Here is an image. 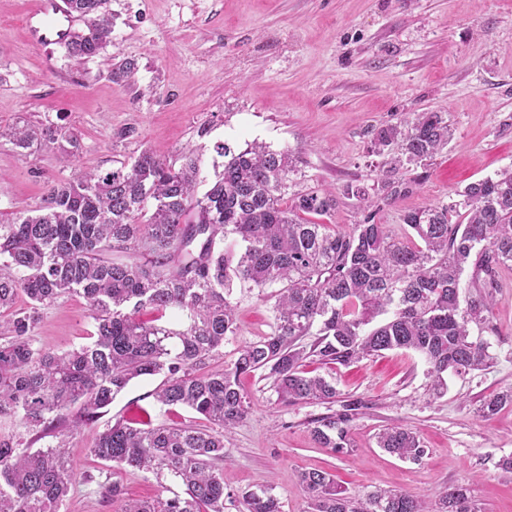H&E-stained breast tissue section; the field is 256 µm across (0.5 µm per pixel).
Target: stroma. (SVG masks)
Masks as SVG:
<instances>
[{
    "label": "stroma",
    "mask_w": 512,
    "mask_h": 512,
    "mask_svg": "<svg viewBox=\"0 0 512 512\" xmlns=\"http://www.w3.org/2000/svg\"><path fill=\"white\" fill-rule=\"evenodd\" d=\"M44 0H0V127L26 123L67 126L79 138V158L60 143L24 157L0 141V224L40 205L49 182L79 168L106 170L133 161L141 150L180 164L194 153L214 180L225 143L257 141L294 158L289 193L330 189L336 207L314 221L345 232L361 217L344 195L349 184L374 189L388 154L371 151L372 131L404 114L438 112L451 137L413 191L381 203L378 223L406 234L405 213L452 204L458 190L512 165V0H106L112 42L79 61L62 42H46L55 23ZM132 59L127 82L111 77L114 63ZM494 294V330L484 331L494 364L445 378L434 394L424 357L392 350L347 366L309 359L306 371L334 380L332 402L283 404L261 372L240 385L249 412L224 439V512H243L244 492L272 487L282 512H304L302 472L330 473L350 496L375 488L430 498L433 489L470 485L485 512H512V407L485 418V398L512 388V268L501 269ZM236 330L210 359L230 366L240 346L267 336L273 298L235 286ZM94 321L74 295L45 307L33 332L41 349L88 344ZM162 376H144L114 399L107 420L203 426L195 411L155 400ZM363 407L350 427V446L317 443V419L348 400ZM415 432L427 453L404 462L376 444L381 429ZM95 432L69 441L78 483L62 512H120L122 499L184 496L168 474L105 466L89 453ZM119 484L121 499L99 482Z\"/></svg>",
    "instance_id": "1"
}]
</instances>
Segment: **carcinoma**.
Listing matches in <instances>:
<instances>
[{
  "label": "carcinoma",
  "mask_w": 512,
  "mask_h": 512,
  "mask_svg": "<svg viewBox=\"0 0 512 512\" xmlns=\"http://www.w3.org/2000/svg\"><path fill=\"white\" fill-rule=\"evenodd\" d=\"M84 28L63 46L79 60L97 57L112 43L105 0H69ZM448 123L438 112L375 130L373 151L397 148L387 183L390 195L409 191V167L427 162L448 143ZM22 156L34 144L77 138L63 127L0 129ZM224 169L203 194L197 158L176 168L143 150L131 163L82 171L49 185L34 213L19 211L0 224V313L11 312L0 336V418L18 420L34 440L56 442L35 452L22 438L0 436V512H61L76 483L68 464L69 439L94 427L134 379L165 374L155 392L164 406H185L209 422L205 428H140L117 420L96 432L90 454L116 466L171 474L186 497L126 501L121 512H224V432L246 416L249 401L240 377L262 370L283 403L329 401L336 386L303 369L314 357L348 365L394 349H409L431 366L434 389L444 374L489 367V345L473 328L490 327L493 291L502 267H512V168L468 184L451 206H429L403 215L414 234L397 236L375 221L373 200L360 185L344 193L359 199L363 219L343 233L311 224L300 214L325 215L336 195L309 191L281 200L293 158L286 151L250 144L235 151L215 146ZM466 223L451 224L448 208ZM472 267L475 292L462 295ZM267 294L274 289L272 332L240 347L232 366L202 371L235 332L234 283ZM28 306L14 309L19 296ZM80 295L89 304L93 341L51 351L33 346L40 310ZM181 312L176 328L139 319L145 309ZM385 316L377 321L379 316ZM314 340L308 346L306 337ZM512 406V390L484 400V417ZM364 407L350 400L341 412L317 421L313 438L326 448L348 447L350 423ZM378 447L418 462L426 448L411 430L388 427ZM305 512H425L417 495L370 491L352 499L324 471L301 474ZM434 512H484L462 485L434 492ZM246 512H282L267 489L243 495Z\"/></svg>",
  "instance_id": "cac0c4a2"
}]
</instances>
